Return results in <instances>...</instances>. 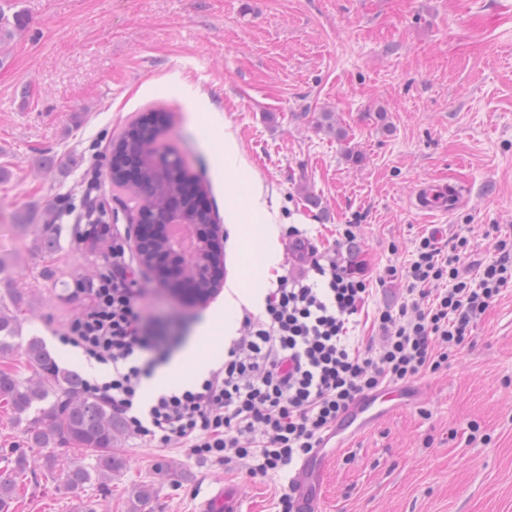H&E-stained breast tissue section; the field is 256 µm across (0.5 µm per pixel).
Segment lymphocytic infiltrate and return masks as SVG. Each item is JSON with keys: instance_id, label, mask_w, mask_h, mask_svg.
<instances>
[{"instance_id": "f902f5d3", "label": "lymphocytic infiltrate", "mask_w": 512, "mask_h": 512, "mask_svg": "<svg viewBox=\"0 0 512 512\" xmlns=\"http://www.w3.org/2000/svg\"><path fill=\"white\" fill-rule=\"evenodd\" d=\"M85 175V194L95 205L84 214L82 238L110 244V260L79 286V309L59 341L89 364L108 367V374L86 381L87 393L107 402L140 441L189 458L235 461L255 478L279 476L313 455L360 396L447 367L512 286V241L498 240L494 256L471 273L460 265L464 237H421L407 267L386 269L405 277L404 301L376 310L380 342L361 346L353 330L370 296L364 268L316 250L292 225L295 265L277 278L262 312L244 311L223 363L146 402L142 384L162 357L158 334L145 324L135 246L99 199L101 165Z\"/></svg>"}]
</instances>
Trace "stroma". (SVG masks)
Returning <instances> with one entry per match:
<instances>
[{"label": "stroma", "mask_w": 512, "mask_h": 512, "mask_svg": "<svg viewBox=\"0 0 512 512\" xmlns=\"http://www.w3.org/2000/svg\"><path fill=\"white\" fill-rule=\"evenodd\" d=\"M21 26L0 29V302L16 303L23 337L65 367L100 375L58 335L78 303L76 280L103 259L72 218L40 238L47 212L78 201L92 152L140 113L160 111L163 145L179 152L223 226L224 276L251 278L256 259L232 240L224 206V140L232 138L279 228L296 225L334 248L359 225L353 262L366 268L370 308H397L408 266L433 230L468 240L466 266L493 256L489 225L512 235V0H0ZM452 181L459 207L412 205L428 180ZM149 326L173 353L202 340L208 314L141 268ZM425 399L405 406L327 458L322 512H512V286L446 368L417 377ZM27 448L0 404V471ZM124 468L73 492L27 448L10 512H198L224 482L246 512H278L283 479L189 459L130 437ZM152 495L138 501L141 488Z\"/></svg>", "instance_id": "35a3bbf8"}]
</instances>
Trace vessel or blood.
I'll return each mask as SVG.
<instances>
[{
    "mask_svg": "<svg viewBox=\"0 0 512 512\" xmlns=\"http://www.w3.org/2000/svg\"><path fill=\"white\" fill-rule=\"evenodd\" d=\"M458 187L427 182L414 197L416 208L425 213H447L459 203ZM404 388L386 387L356 400L337 421L325 441L335 448L348 446L353 439L378 418L393 415L407 397ZM326 458L322 453L301 461L295 469L293 482V512H320L321 489ZM241 490L233 484L217 488L200 505V512H245Z\"/></svg>",
    "mask_w": 512,
    "mask_h": 512,
    "instance_id": "1",
    "label": "vessel or blood"
}]
</instances>
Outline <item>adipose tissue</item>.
<instances>
[{
	"instance_id": "ef3b65f1",
	"label": "adipose tissue",
	"mask_w": 512,
	"mask_h": 512,
	"mask_svg": "<svg viewBox=\"0 0 512 512\" xmlns=\"http://www.w3.org/2000/svg\"><path fill=\"white\" fill-rule=\"evenodd\" d=\"M224 170L228 175L227 182L230 186L225 205L231 211H247L244 234L251 245L259 247V263L263 272H271L278 263V255L274 247L278 233L277 225L267 213L260 197L255 194H246V185L250 182L251 175L239 166L236 150L229 144L224 147ZM261 298L262 294L259 290L246 288L238 282L230 283L224 292V315H212L206 321L204 344H193L185 348L173 363L163 370L162 380L176 378L183 364L186 363L193 364L199 372H208L209 351L223 349L225 342L235 332V324L230 317L231 312L239 310L244 305L255 306Z\"/></svg>"
}]
</instances>
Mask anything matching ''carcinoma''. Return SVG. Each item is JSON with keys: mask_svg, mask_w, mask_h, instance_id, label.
<instances>
[{"mask_svg": "<svg viewBox=\"0 0 512 512\" xmlns=\"http://www.w3.org/2000/svg\"><path fill=\"white\" fill-rule=\"evenodd\" d=\"M154 117L153 113L139 116L113 140L112 187L138 200L144 224H168L175 211L190 213L196 224L211 223L208 197L195 186L181 158L160 145V126L153 123ZM20 335L18 316L0 304V355L17 350L33 371L28 378L0 371V401L9 407L12 420L25 428L28 447L75 444L90 456L93 463L71 461L58 475L72 490L112 478L124 466L114 449L118 437L126 434L124 420L106 403L89 397L82 375L60 366L40 338L20 344L16 342ZM11 462L13 472L0 474V512H9L16 498L14 474L25 471L26 451L13 449Z\"/></svg>", "mask_w": 512, "mask_h": 512, "instance_id": "carcinoma-1", "label": "carcinoma"}]
</instances>
